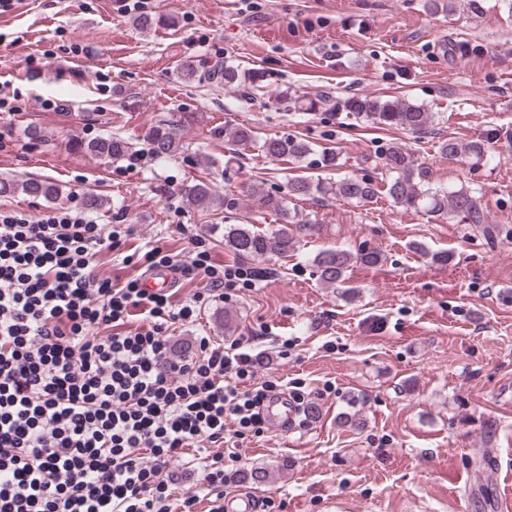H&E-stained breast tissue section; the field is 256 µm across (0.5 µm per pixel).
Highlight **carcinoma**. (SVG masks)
<instances>
[{
  "mask_svg": "<svg viewBox=\"0 0 512 512\" xmlns=\"http://www.w3.org/2000/svg\"><path fill=\"white\" fill-rule=\"evenodd\" d=\"M176 75L185 82H208L224 85L226 88L249 85L253 90H264L265 74L259 69H241L232 65H220L201 69L192 63L177 66ZM347 112H354L378 127L403 129L425 133L434 123L433 113L420 105L405 100L381 102L369 96L352 97L336 104ZM181 121L172 120L150 127L142 139L150 146L151 153L158 160L181 154L186 145L181 142L177 132ZM224 138L233 145H247L256 142L255 131L244 125L224 128ZM77 151L89 153L100 159L119 161L134 155V144L130 139L112 134L106 137L77 141ZM260 152L269 159L300 160L311 152V147L303 140L293 136H272L259 143ZM441 153L450 158L464 157L474 165L486 159L488 146L486 140L476 139L459 144L451 139L442 143ZM385 167L389 174L386 193L394 203L406 209L422 211L429 216L458 220L463 224L483 227L488 236H493L495 228L487 224L486 210L479 198L465 187L448 190L444 187H431L425 182L426 173L415 166L412 156L398 145L389 146L384 155ZM22 191L27 195L56 201L61 197L59 187L50 181L29 179L21 183L0 181V192ZM377 185L367 178L345 177L336 182H313L306 178L288 181L287 192L270 193L261 187H251L250 195L260 209L277 212L284 222L271 232H259L246 224H232L224 231V246L238 256L248 260L266 259L272 256H284L295 250L297 234L312 232L318 224L310 216L296 209L288 208V200L300 199L310 195L326 197L332 195L350 202L365 203L374 198ZM187 200L200 212L208 215L216 211L232 213L240 208V198L232 193L220 197L211 183L197 181L184 188ZM382 254L377 250H361L353 254L345 249L326 248L320 250L313 262L319 277L325 284L338 287L348 280L347 271L354 263L365 267L378 265ZM243 478L256 484L271 482L272 472L264 466H256L245 472Z\"/></svg>",
  "mask_w": 512,
  "mask_h": 512,
  "instance_id": "1",
  "label": "carcinoma"
}]
</instances>
